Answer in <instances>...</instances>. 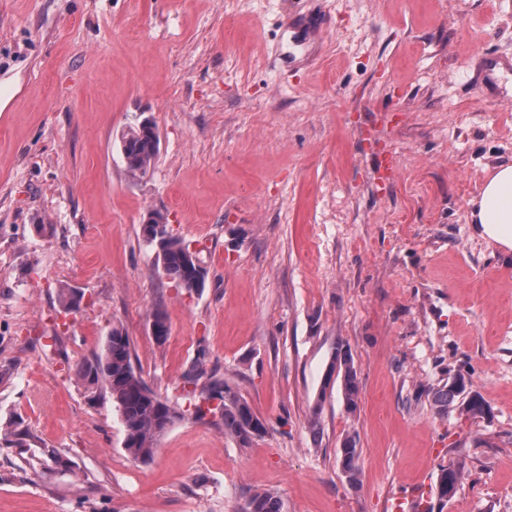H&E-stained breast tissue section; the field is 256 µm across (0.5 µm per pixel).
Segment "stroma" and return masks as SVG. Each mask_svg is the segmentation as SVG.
Wrapping results in <instances>:
<instances>
[{"label":"stroma","instance_id":"stroma-1","mask_svg":"<svg viewBox=\"0 0 512 512\" xmlns=\"http://www.w3.org/2000/svg\"><path fill=\"white\" fill-rule=\"evenodd\" d=\"M292 12L327 19L313 61ZM492 60L512 63V0H0V427L23 432L0 439V512H242L260 492L283 512H393L449 465L463 484L443 512H512V253L470 219L512 159V76ZM141 116L159 151L134 178L120 139ZM369 119L398 158L384 188ZM153 210L201 291L158 267ZM116 325L155 393L181 401L201 365L266 435L244 448L188 415L133 461L110 394L75 376ZM340 345L353 412L327 377ZM460 374L483 416L437 412ZM336 368L337 377L341 372V386L345 403L349 411H355L359 399V381L357 372L352 365L351 356L347 349L337 348L330 366V375ZM359 452L355 437H347L340 448V465L349 484L355 486L359 480Z\"/></svg>","mask_w":512,"mask_h":512}]
</instances>
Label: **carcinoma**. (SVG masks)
Wrapping results in <instances>:
<instances>
[{"label":"carcinoma","mask_w":512,"mask_h":512,"mask_svg":"<svg viewBox=\"0 0 512 512\" xmlns=\"http://www.w3.org/2000/svg\"><path fill=\"white\" fill-rule=\"evenodd\" d=\"M122 149L137 167L146 171L157 155L151 136L135 130L122 136ZM188 252L189 246L170 234L157 253V262L164 275L177 286L189 292L199 291L205 286V272L197 270L189 261ZM330 370L341 373L347 408L356 410L359 381L348 350L336 349ZM75 376L89 389L102 387L109 392L124 425V448L134 460L143 464L153 459L158 439L187 413L199 420L209 413L220 414L224 420V433L242 447L249 446L266 433L265 422L225 381L215 380L199 389L197 376H187L192 389L186 391L189 405L185 411L155 394L135 369L130 336L120 325L112 327L101 353L76 365ZM468 385L464 376L456 377L449 386L432 392L433 404L445 413L457 406L473 417L482 415L484 402L478 394L467 390ZM358 459L356 438H345L340 448V465L352 486L359 480ZM461 483L462 474L457 467L441 468L436 482L439 503H448V492L460 489ZM243 512H283V504L271 493L255 494L247 501Z\"/></svg>","instance_id":"carcinoma-1"}]
</instances>
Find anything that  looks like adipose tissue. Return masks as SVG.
Listing matches in <instances>:
<instances>
[{
  "label": "adipose tissue",
  "mask_w": 512,
  "mask_h": 512,
  "mask_svg": "<svg viewBox=\"0 0 512 512\" xmlns=\"http://www.w3.org/2000/svg\"><path fill=\"white\" fill-rule=\"evenodd\" d=\"M472 205L470 217L478 233L512 251V161L495 165Z\"/></svg>",
  "instance_id": "ef3b65f1"
}]
</instances>
